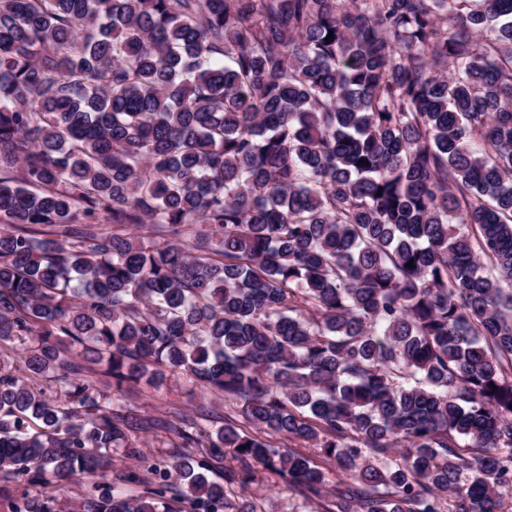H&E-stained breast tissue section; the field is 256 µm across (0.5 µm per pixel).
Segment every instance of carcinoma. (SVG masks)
Listing matches in <instances>:
<instances>
[{"label": "carcinoma", "mask_w": 512, "mask_h": 512, "mask_svg": "<svg viewBox=\"0 0 512 512\" xmlns=\"http://www.w3.org/2000/svg\"><path fill=\"white\" fill-rule=\"evenodd\" d=\"M168 374L229 411L162 468L119 396ZM259 472L512 507V0H0L10 512H258Z\"/></svg>", "instance_id": "1"}]
</instances>
